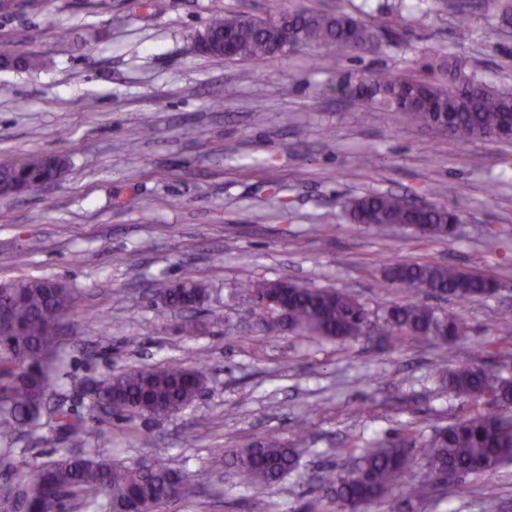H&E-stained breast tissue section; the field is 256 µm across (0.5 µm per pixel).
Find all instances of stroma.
<instances>
[{"label":"stroma","mask_w":512,"mask_h":512,"mask_svg":"<svg viewBox=\"0 0 512 512\" xmlns=\"http://www.w3.org/2000/svg\"><path fill=\"white\" fill-rule=\"evenodd\" d=\"M0 0V55L34 54L37 71L0 69V165L31 153L65 156L66 172L0 198V283L65 282L78 298L61 336L67 395L87 432L61 443L48 416L14 442L15 460L47 462L61 446L108 441L114 458L188 474L193 492L162 512H336L311 478L346 471L351 452L394 436H430L483 402L449 395L446 371L468 364L512 378V140L460 142L400 112L337 92L342 77L425 74L455 54L490 85L512 86V31L476 10L459 27L441 0ZM346 11L387 23L403 43L304 50L232 62L194 49L213 13ZM392 191L461 211L455 237L352 223L345 201ZM432 261L493 273V297L430 298L461 319L455 345L405 337L317 340L238 298L249 278L338 288L381 317L401 293L381 287L393 264ZM195 280L196 312L156 294ZM110 329L100 341L90 320ZM193 320L197 331L179 327ZM203 367L205 388L164 418L89 413L86 384L140 366ZM307 425L297 469L262 492L239 483L232 449ZM225 451L215 463L210 451ZM403 512H512V463L472 474Z\"/></svg>","instance_id":"stroma-1"}]
</instances>
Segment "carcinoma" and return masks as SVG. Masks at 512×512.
Returning a JSON list of instances; mask_svg holds the SVG:
<instances>
[{"label": "carcinoma", "mask_w": 512, "mask_h": 512, "mask_svg": "<svg viewBox=\"0 0 512 512\" xmlns=\"http://www.w3.org/2000/svg\"><path fill=\"white\" fill-rule=\"evenodd\" d=\"M276 18L293 32L287 46L277 42L275 26L263 18L247 20L236 13H218L207 28L234 33L227 59L235 61L269 60L314 48L318 51L314 63L319 65L338 46L356 51L398 46L396 33H383L385 25L368 24L344 11L284 12ZM443 68L448 75L445 80L380 74L342 80L339 89L367 103L403 112L415 123L457 140L511 139L512 89L484 83L476 74L467 73L465 64L452 55ZM66 165L62 156L42 154L0 166V188L18 183L27 191L36 190L45 180L59 178ZM346 209L356 224H400L416 229L423 238L450 237L460 220L454 208L418 209L401 196L383 192L356 197ZM279 283L285 286V312L279 319L292 332L345 340L361 336L370 321L369 312L355 297L336 288L257 279L241 284L240 296L256 311L258 302ZM493 283L488 273L442 263L393 265L379 287L397 288L404 299L385 310L377 334L386 340L412 336L455 342L465 333L462 323L439 314L418 295L439 293L468 301L485 295ZM206 297L204 285L186 280L164 289L160 302L165 308L195 311ZM75 305L73 290L57 280L30 277L0 285V318L8 323L0 330V441L11 442L21 426L37 422L47 408V391L60 349L57 330ZM446 381L448 391L459 397L480 400L495 395L512 402V380L494 377L482 368L450 369ZM203 384V372L195 368L170 365L125 370L100 382L91 407L117 401L132 416H171L189 407ZM52 413L67 435L76 437L86 431L85 420L67 406V400L55 403ZM308 435V429H301L291 444L270 435L233 451L239 481L256 489L272 488L297 468L300 447ZM414 444L412 437H396L364 448L350 470H331L315 485L328 487L344 512H357L377 500L387 512H401L402 505L432 492L443 474L462 478L493 471L512 460V422L495 411L476 413L435 430L421 448ZM417 450L426 459V472L398 498L393 489L412 466ZM177 486L188 484L183 473L174 469L148 461L127 465L104 449L75 455L65 448L56 459L28 474L1 482L0 506L4 512H15V502L20 500L29 512H61L69 499L86 512H115L130 501L156 509L186 496L175 493Z\"/></svg>", "instance_id": "carcinoma-1"}]
</instances>
